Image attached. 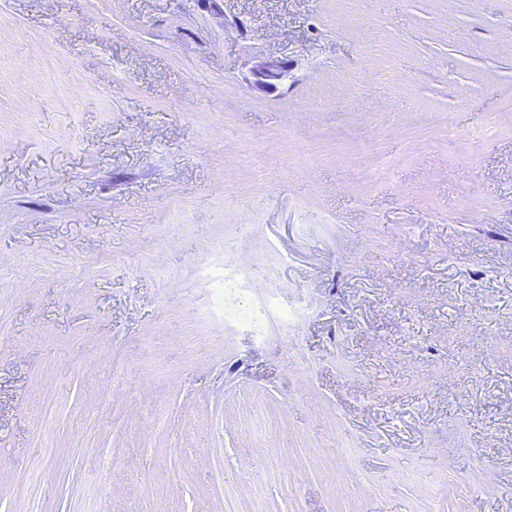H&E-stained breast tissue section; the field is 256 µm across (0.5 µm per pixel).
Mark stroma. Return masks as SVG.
<instances>
[{
	"label": "stroma",
	"instance_id": "1",
	"mask_svg": "<svg viewBox=\"0 0 512 512\" xmlns=\"http://www.w3.org/2000/svg\"><path fill=\"white\" fill-rule=\"evenodd\" d=\"M0 512H512V0H0ZM290 70L287 59L267 57L251 67L252 87L261 92L276 91Z\"/></svg>",
	"mask_w": 512,
	"mask_h": 512
}]
</instances>
